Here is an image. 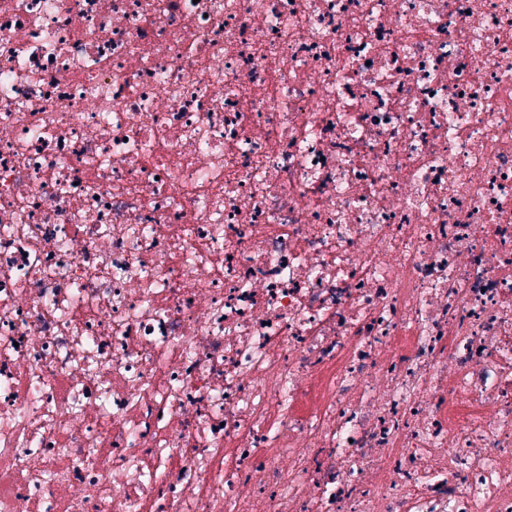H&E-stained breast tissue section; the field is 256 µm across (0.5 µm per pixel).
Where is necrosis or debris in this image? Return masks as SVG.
<instances>
[{
	"label": "necrosis or debris",
	"instance_id": "obj_1",
	"mask_svg": "<svg viewBox=\"0 0 512 512\" xmlns=\"http://www.w3.org/2000/svg\"><path fill=\"white\" fill-rule=\"evenodd\" d=\"M0 512H512V0H0Z\"/></svg>",
	"mask_w": 512,
	"mask_h": 512
}]
</instances>
